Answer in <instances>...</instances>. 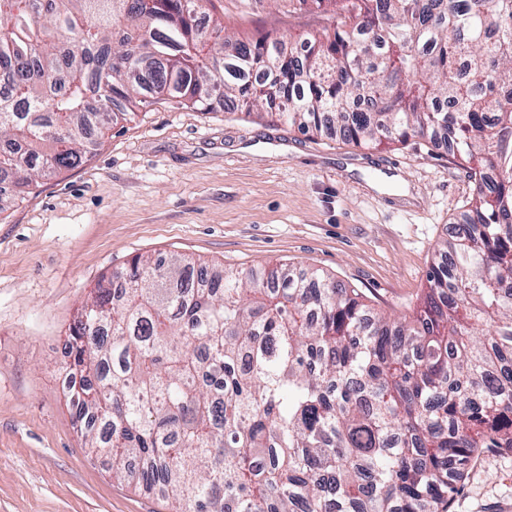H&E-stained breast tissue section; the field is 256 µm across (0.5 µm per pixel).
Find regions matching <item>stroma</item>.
Here are the masks:
<instances>
[{"instance_id": "35a3bbf8", "label": "stroma", "mask_w": 512, "mask_h": 512, "mask_svg": "<svg viewBox=\"0 0 512 512\" xmlns=\"http://www.w3.org/2000/svg\"><path fill=\"white\" fill-rule=\"evenodd\" d=\"M236 34L290 40L334 14L292 0H206ZM473 185L446 148L366 149L171 99L118 121L79 166L0 208V512H170L113 479L57 384L61 345L101 277L182 253L242 270L285 261L412 315ZM450 512H512V454L480 456Z\"/></svg>"}]
</instances>
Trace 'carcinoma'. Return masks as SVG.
Here are the masks:
<instances>
[{
	"instance_id": "carcinoma-1",
	"label": "carcinoma",
	"mask_w": 512,
	"mask_h": 512,
	"mask_svg": "<svg viewBox=\"0 0 512 512\" xmlns=\"http://www.w3.org/2000/svg\"><path fill=\"white\" fill-rule=\"evenodd\" d=\"M199 2L0 0V196L182 99L363 148L451 136L475 205L409 321L280 262L132 259L71 331L88 445L171 512H448L512 453V0H297L336 15L302 51Z\"/></svg>"
}]
</instances>
